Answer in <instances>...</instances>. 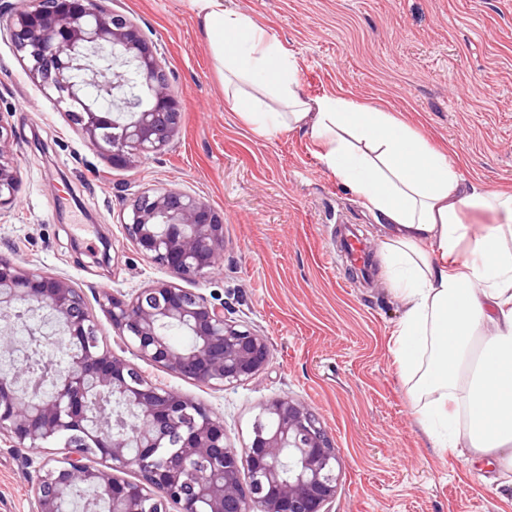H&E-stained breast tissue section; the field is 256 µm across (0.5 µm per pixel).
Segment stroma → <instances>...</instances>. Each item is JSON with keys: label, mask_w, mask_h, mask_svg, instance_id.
Returning a JSON list of instances; mask_svg holds the SVG:
<instances>
[{"label": "stroma", "mask_w": 512, "mask_h": 512, "mask_svg": "<svg viewBox=\"0 0 512 512\" xmlns=\"http://www.w3.org/2000/svg\"><path fill=\"white\" fill-rule=\"evenodd\" d=\"M292 53L303 95L335 94L403 117L448 152L464 181L512 191V0H226ZM156 43L181 103L170 146L127 170L90 149L29 78L0 29V118L13 130L17 203L0 253L82 288L113 350L154 383L213 409L228 444L249 440L266 402L301 400L342 470L331 512H512L494 465L435 448L394 360L404 306L378 250L384 231L323 164L304 130L253 131L224 102L193 0H112ZM177 187L224 214L218 269L192 290L224 302L270 349L251 381L211 391L159 370L112 330L99 299L165 277L120 216L145 188ZM353 225L374 273L338 262L333 230ZM45 451L0 446V512H30Z\"/></svg>", "instance_id": "35a3bbf8"}]
</instances>
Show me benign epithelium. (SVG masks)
<instances>
[{
    "mask_svg": "<svg viewBox=\"0 0 512 512\" xmlns=\"http://www.w3.org/2000/svg\"><path fill=\"white\" fill-rule=\"evenodd\" d=\"M7 30L29 77L67 111L84 141L119 168L134 169L165 151L181 104L165 62L127 15L103 0H23ZM112 56L109 76L88 52ZM92 84L91 101L83 86ZM12 131L0 123V212L19 186L9 160ZM121 224L140 253L168 273L131 295L108 292L103 307L117 336L153 366L220 391L255 378L269 362L266 340L229 319L183 282L208 277L224 249V214L174 187L146 188L129 202ZM44 306L62 327L73 368L39 396L46 374L28 367L0 375V442L41 448L59 441L32 485V512H61L77 488L104 498L111 512H330L341 459L318 417L303 402L279 397L263 405L249 442L232 448L208 406L149 380L99 337L82 289L63 276L28 271L0 254V316ZM172 325L193 337L176 347ZM119 400L136 425L120 427L102 399ZM136 452H131V448ZM134 470L138 479L123 474ZM247 473L248 490L241 474Z\"/></svg>",
    "mask_w": 512,
    "mask_h": 512,
    "instance_id": "benign-epithelium-1",
    "label": "benign epithelium"
}]
</instances>
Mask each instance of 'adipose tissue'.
Instances as JSON below:
<instances>
[{
  "mask_svg": "<svg viewBox=\"0 0 512 512\" xmlns=\"http://www.w3.org/2000/svg\"><path fill=\"white\" fill-rule=\"evenodd\" d=\"M194 4L226 105L262 135L308 130L385 229L380 252L405 307L395 359L420 425L439 432L437 448L512 472V193L464 182L447 153L382 107L305 98L296 59L264 27L224 0ZM468 210L493 220L465 223Z\"/></svg>",
  "mask_w": 512,
  "mask_h": 512,
  "instance_id": "obj_1",
  "label": "adipose tissue"
}]
</instances>
